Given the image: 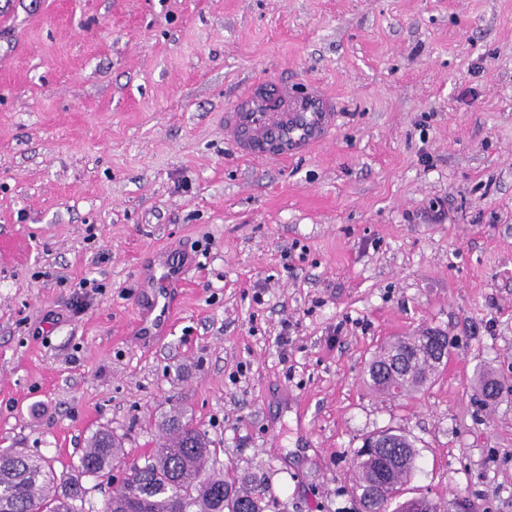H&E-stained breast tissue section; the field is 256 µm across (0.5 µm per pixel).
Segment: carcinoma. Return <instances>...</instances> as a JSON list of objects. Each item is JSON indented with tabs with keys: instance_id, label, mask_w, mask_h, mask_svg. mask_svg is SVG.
Instances as JSON below:
<instances>
[{
	"instance_id": "carcinoma-1",
	"label": "carcinoma",
	"mask_w": 512,
	"mask_h": 512,
	"mask_svg": "<svg viewBox=\"0 0 512 512\" xmlns=\"http://www.w3.org/2000/svg\"><path fill=\"white\" fill-rule=\"evenodd\" d=\"M423 333L385 345L369 365L370 386L377 391L408 394L417 392L430 379L436 363L422 356ZM419 366L407 365L395 377H386L379 366L393 357ZM478 391L484 400L512 391V384L488 371L478 375ZM167 435L162 447L135 466L127 479L96 508L87 499L83 478L112 481V472L121 464L125 450L112 431L94 432L77 463L56 472L44 456L0 449V512H264V492L246 477L215 466L216 449L186 417L165 421ZM413 442L392 430L382 447L356 452L355 490L366 499L368 512H406L404 503L392 505L397 488L416 467Z\"/></svg>"
}]
</instances>
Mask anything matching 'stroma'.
<instances>
[{
    "instance_id": "stroma-1",
    "label": "stroma",
    "mask_w": 512,
    "mask_h": 512,
    "mask_svg": "<svg viewBox=\"0 0 512 512\" xmlns=\"http://www.w3.org/2000/svg\"><path fill=\"white\" fill-rule=\"evenodd\" d=\"M258 78L324 85L334 141L237 157ZM427 330L455 347L426 387L370 388ZM482 371L512 378V0H0V448L59 470L106 428L140 463L183 409L266 512H357L354 453L393 429L400 499L512 512V395L482 405ZM189 270L190 267L188 266H174L165 262L152 275L151 282L148 284V288H154V294L153 298H151V302L154 303L155 306L161 303V310H164L167 315L170 313V308L166 303L164 288H170L171 283L179 282L184 279ZM162 299L164 300L163 302Z\"/></svg>"
}]
</instances>
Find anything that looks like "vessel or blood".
Here are the masks:
<instances>
[{
  "label": "vessel or blood",
  "mask_w": 512,
  "mask_h": 512,
  "mask_svg": "<svg viewBox=\"0 0 512 512\" xmlns=\"http://www.w3.org/2000/svg\"><path fill=\"white\" fill-rule=\"evenodd\" d=\"M337 121L336 101L320 84L298 93L282 82L258 79L234 100L224 137L242 158L285 161L333 140ZM187 272L184 265L162 264L150 282L153 303H161L165 288Z\"/></svg>",
  "instance_id": "b4317fda"
}]
</instances>
